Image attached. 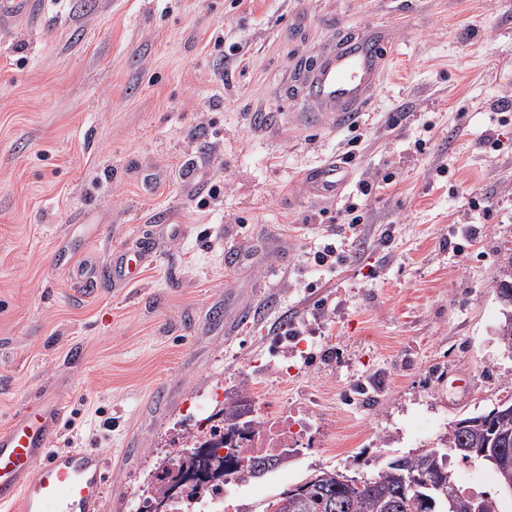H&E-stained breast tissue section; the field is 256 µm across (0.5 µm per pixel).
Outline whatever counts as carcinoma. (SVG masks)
<instances>
[{
	"label": "carcinoma",
	"mask_w": 512,
	"mask_h": 512,
	"mask_svg": "<svg viewBox=\"0 0 512 512\" xmlns=\"http://www.w3.org/2000/svg\"><path fill=\"white\" fill-rule=\"evenodd\" d=\"M495 288L512 284V254L503 259L494 278ZM504 349L512 353V306L507 308L499 327ZM439 438L440 446L423 448L411 455L391 456L377 477L367 480L349 479L335 470H322L310 478L281 492L269 503L271 512H334L331 502L341 505L339 512H401L400 505H413L417 512H448V500L463 501L468 508L463 512H491L494 505L478 504L463 496L448 478V455L443 449L458 446L463 441L470 448H484L495 435L512 441V401L495 406L487 412L467 414L457 419ZM419 471L433 478L438 488L420 490L434 505L414 503L416 493L409 489L408 476Z\"/></svg>",
	"instance_id": "obj_1"
}]
</instances>
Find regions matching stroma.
<instances>
[{"label": "stroma", "mask_w": 512, "mask_h": 512, "mask_svg": "<svg viewBox=\"0 0 512 512\" xmlns=\"http://www.w3.org/2000/svg\"><path fill=\"white\" fill-rule=\"evenodd\" d=\"M377 29L385 76L355 127L298 125L300 66ZM510 95L512 0H45L0 31V428L61 404L58 447L109 463L100 512H135L225 397L302 407L298 453L229 489L264 512L512 397L493 288ZM331 160L334 199L304 179ZM351 203L363 224L316 265ZM121 248L149 256L116 288ZM451 469L512 512L491 468Z\"/></svg>", "instance_id": "1"}]
</instances>
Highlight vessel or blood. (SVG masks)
Instances as JSON below:
<instances>
[{
  "instance_id": "b4317fda",
  "label": "vessel or blood",
  "mask_w": 512,
  "mask_h": 512,
  "mask_svg": "<svg viewBox=\"0 0 512 512\" xmlns=\"http://www.w3.org/2000/svg\"><path fill=\"white\" fill-rule=\"evenodd\" d=\"M38 0H0V24L38 15ZM385 55L376 38L354 33L324 49L309 69L303 87L314 103L299 113L300 123L320 124L333 116L338 126L354 122L372 100L382 79ZM341 169L327 164L306 174L314 192L340 193ZM63 411L43 405L21 409L0 429V506L19 512H98L105 484L103 458L82 448L57 447Z\"/></svg>"
}]
</instances>
